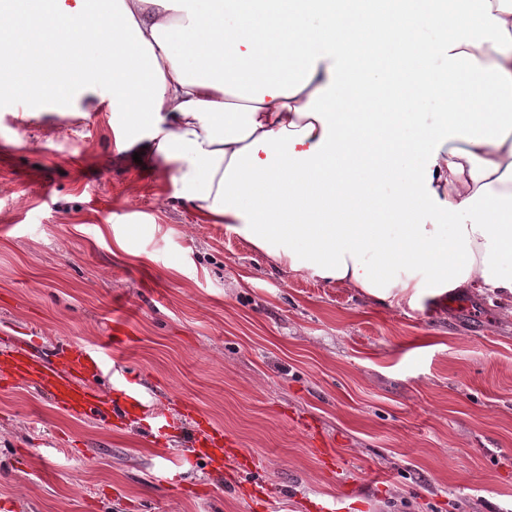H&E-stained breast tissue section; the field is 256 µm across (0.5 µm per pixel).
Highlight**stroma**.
Returning a JSON list of instances; mask_svg holds the SVG:
<instances>
[{
	"label": "stroma",
	"mask_w": 512,
	"mask_h": 512,
	"mask_svg": "<svg viewBox=\"0 0 512 512\" xmlns=\"http://www.w3.org/2000/svg\"><path fill=\"white\" fill-rule=\"evenodd\" d=\"M0 101V333L45 352L125 338L123 369L180 418L155 439L29 385L0 390V512H512V296L424 310L277 270L202 223L163 171L113 162L109 107ZM193 403L258 467L189 463Z\"/></svg>",
	"instance_id": "stroma-1"
}]
</instances>
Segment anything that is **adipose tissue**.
I'll return each mask as SVG.
<instances>
[{"instance_id":"adipose-tissue-1","label":"adipose tissue","mask_w":512,"mask_h":512,"mask_svg":"<svg viewBox=\"0 0 512 512\" xmlns=\"http://www.w3.org/2000/svg\"><path fill=\"white\" fill-rule=\"evenodd\" d=\"M469 2L429 0L421 23L444 33L411 50L403 95L336 33L410 36V0L372 15L340 0H0V100L78 89L92 112L110 89L117 160L172 173L203 221L283 270L391 308L512 294V0ZM479 19L487 33H470ZM349 97L365 110L340 111ZM391 136L404 153L376 157Z\"/></svg>"}]
</instances>
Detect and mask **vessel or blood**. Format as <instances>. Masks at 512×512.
Returning a JSON list of instances; mask_svg holds the SVG:
<instances>
[{"label":"vessel or blood","mask_w":512,"mask_h":512,"mask_svg":"<svg viewBox=\"0 0 512 512\" xmlns=\"http://www.w3.org/2000/svg\"><path fill=\"white\" fill-rule=\"evenodd\" d=\"M124 345L123 337H113L108 346L96 349L86 344L61 342L52 353H44L34 336L0 338V351L8 360L0 366V389L19 384H31L47 394L62 411L92 418L103 426L113 419L139 412L150 420L156 433L166 434L175 429L173 417L152 400L130 387L112 364L113 351ZM108 380L107 389L97 387V380ZM192 461H214L216 457L241 460L245 471H252L255 462L239 449L224 445L223 431L215 428L204 416L195 419L192 434Z\"/></svg>","instance_id":"1"}]
</instances>
